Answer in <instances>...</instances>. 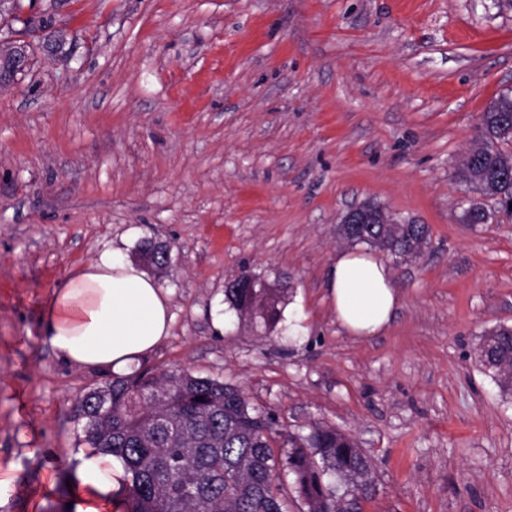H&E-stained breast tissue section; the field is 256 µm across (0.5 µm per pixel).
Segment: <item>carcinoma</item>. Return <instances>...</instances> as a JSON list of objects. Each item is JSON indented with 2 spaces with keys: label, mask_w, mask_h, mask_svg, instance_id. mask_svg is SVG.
Segmentation results:
<instances>
[{
  "label": "carcinoma",
  "mask_w": 512,
  "mask_h": 512,
  "mask_svg": "<svg viewBox=\"0 0 512 512\" xmlns=\"http://www.w3.org/2000/svg\"><path fill=\"white\" fill-rule=\"evenodd\" d=\"M23 27L0 26V38L44 30L50 18H28ZM474 144L456 177L474 193L460 220L486 224L482 200L512 197V95L499 96L479 118ZM338 236L394 259H416L429 238L425 224H358ZM136 254L151 267L172 265L171 247L140 241ZM252 288L224 289L225 302L250 327L276 331L291 291L288 276L274 278L245 265ZM475 354L501 392L512 396V327L481 335ZM203 400H197V397ZM84 441L118 458L131 475L127 512H288L282 475L292 476L303 512H364L375 494L372 460L336 427L314 422L306 434H283L276 449L274 422L253 407L237 386L187 369L140 367L114 375L78 398Z\"/></svg>",
  "instance_id": "obj_1"
}]
</instances>
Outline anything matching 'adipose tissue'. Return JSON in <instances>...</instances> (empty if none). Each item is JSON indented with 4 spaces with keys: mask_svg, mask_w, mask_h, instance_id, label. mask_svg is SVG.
I'll list each match as a JSON object with an SVG mask.
<instances>
[{
    "mask_svg": "<svg viewBox=\"0 0 512 512\" xmlns=\"http://www.w3.org/2000/svg\"><path fill=\"white\" fill-rule=\"evenodd\" d=\"M336 319L351 335L380 334L401 303L386 263L362 250L338 252L327 273ZM170 295L120 251L107 248L71 270L42 304L45 336L72 366L123 373L169 335ZM76 512H115L112 459L90 458L80 469Z\"/></svg>",
    "mask_w": 512,
    "mask_h": 512,
    "instance_id": "adipose-tissue-1",
    "label": "adipose tissue"
}]
</instances>
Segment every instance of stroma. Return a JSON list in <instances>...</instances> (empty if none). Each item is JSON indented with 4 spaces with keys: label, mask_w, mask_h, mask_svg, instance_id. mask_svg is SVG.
Returning a JSON list of instances; mask_svg holds the SVG:
<instances>
[{
    "label": "stroma",
    "mask_w": 512,
    "mask_h": 512,
    "mask_svg": "<svg viewBox=\"0 0 512 512\" xmlns=\"http://www.w3.org/2000/svg\"><path fill=\"white\" fill-rule=\"evenodd\" d=\"M60 42L0 88V512H57L76 399L105 373L51 350L40 310L100 250L167 243L171 333L147 357L238 385L275 426L322 421L375 461L365 512H512V398L475 358L512 327V215L471 226L454 172L512 94L498 0H23ZM425 224L402 297L350 335L325 275L341 217ZM288 274L276 333L238 325L242 265Z\"/></svg>",
    "instance_id": "obj_1"
}]
</instances>
